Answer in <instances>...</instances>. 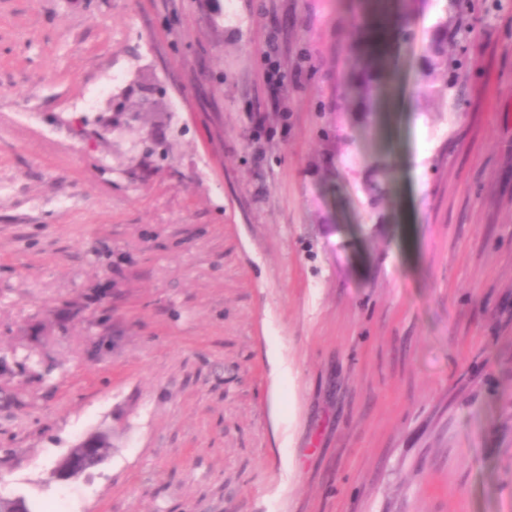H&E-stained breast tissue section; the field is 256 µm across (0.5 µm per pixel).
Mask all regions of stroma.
<instances>
[{
	"mask_svg": "<svg viewBox=\"0 0 512 512\" xmlns=\"http://www.w3.org/2000/svg\"><path fill=\"white\" fill-rule=\"evenodd\" d=\"M369 2L0 0V496L512 512V0ZM105 431L90 434L75 443L65 455H63L52 468L60 481H68L83 475L90 455L95 448L103 445Z\"/></svg>",
	"mask_w": 512,
	"mask_h": 512,
	"instance_id": "obj_1",
	"label": "stroma"
}]
</instances>
